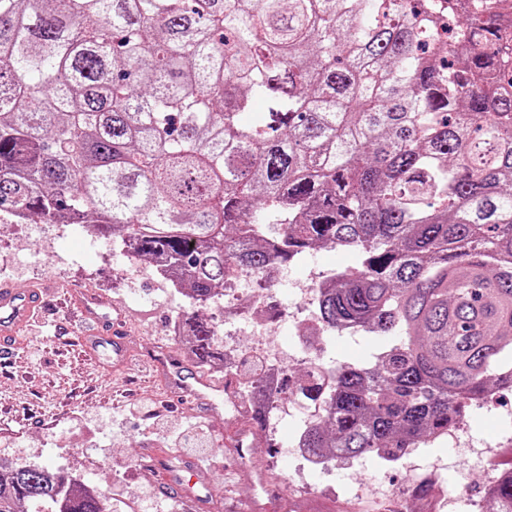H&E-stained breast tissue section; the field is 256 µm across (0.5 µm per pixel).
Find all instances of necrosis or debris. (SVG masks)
Wrapping results in <instances>:
<instances>
[{
    "label": "necrosis or debris",
    "instance_id": "necrosis-or-debris-1",
    "mask_svg": "<svg viewBox=\"0 0 512 512\" xmlns=\"http://www.w3.org/2000/svg\"><path fill=\"white\" fill-rule=\"evenodd\" d=\"M310 271L306 277L286 279L283 274L265 279L259 275L242 273L224 283V315L218 318L216 329L221 336L248 335L251 341L245 355L263 362L264 367L255 377L240 380L227 401L239 405L248 396L253 383L267 387L276 386L285 367L311 369L322 365L320 345L310 344L309 339L323 333L316 308V286L329 279L315 258H307ZM292 324L300 337L294 344L285 346L279 341L282 323ZM324 413L322 405L311 403L298 396L279 401L267 414L269 430H291V451L302 460L307 469L316 471L348 463L344 453L336 457L319 456L306 448L302 432L312 421Z\"/></svg>",
    "mask_w": 512,
    "mask_h": 512
}]
</instances>
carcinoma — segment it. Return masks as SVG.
I'll use <instances>...</instances> for the list:
<instances>
[{"mask_svg": "<svg viewBox=\"0 0 512 512\" xmlns=\"http://www.w3.org/2000/svg\"><path fill=\"white\" fill-rule=\"evenodd\" d=\"M443 2L0 0V212L95 221L198 308L342 246L318 313L373 360L300 388L327 404L305 447L395 463L512 391V73L493 0ZM74 482L0 466V512H111ZM488 495L512 512V472Z\"/></svg>", "mask_w": 512, "mask_h": 512, "instance_id": "carcinoma-1", "label": "carcinoma"}]
</instances>
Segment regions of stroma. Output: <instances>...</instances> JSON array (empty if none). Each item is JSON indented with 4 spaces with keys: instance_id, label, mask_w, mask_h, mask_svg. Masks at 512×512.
<instances>
[{
    "instance_id": "1",
    "label": "stroma",
    "mask_w": 512,
    "mask_h": 512,
    "mask_svg": "<svg viewBox=\"0 0 512 512\" xmlns=\"http://www.w3.org/2000/svg\"><path fill=\"white\" fill-rule=\"evenodd\" d=\"M111 241L89 246L76 232L41 219L26 224L0 222V282L24 292L50 285V303L70 292H97L116 304L125 317L128 341L135 351L130 366L112 368V349L88 348L81 336L56 313L31 323L16 338V353L0 363V459L18 466L48 467L105 490L115 512H136L141 500L152 512H184L181 499L159 491L152 468L138 460L142 448L162 446L182 461L201 463L212 501L219 512L250 500L257 489L248 474L233 469L214 442L225 421L215 413L188 411L167 402L160 382L150 380L146 365L164 348L191 360L187 347L175 346L166 334L175 309L191 305L175 291L160 292L141 275ZM166 402L163 418H126L140 398ZM198 421L207 429V448L197 452L175 447L168 423ZM287 434L274 437L271 448L253 457L280 497L289 482L300 487L302 512H442L448 499L465 489H481L482 468L443 440L428 441L394 464L363 457L355 469L311 474L284 456Z\"/></svg>"
}]
</instances>
